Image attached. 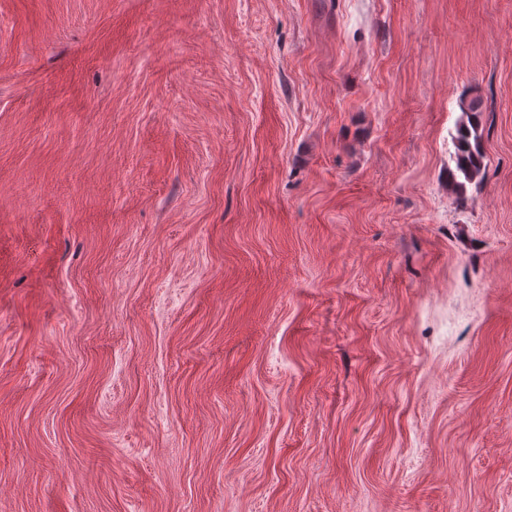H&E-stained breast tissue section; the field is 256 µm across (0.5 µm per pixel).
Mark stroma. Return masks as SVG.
I'll return each mask as SVG.
<instances>
[{
  "label": "stroma",
  "mask_w": 512,
  "mask_h": 512,
  "mask_svg": "<svg viewBox=\"0 0 512 512\" xmlns=\"http://www.w3.org/2000/svg\"><path fill=\"white\" fill-rule=\"evenodd\" d=\"M0 512H512V0H0ZM462 112L466 121L459 125L455 137V169L448 171V185L461 200L466 199L471 184L482 180L485 169L480 132L481 102L478 99H472L467 105L463 102Z\"/></svg>",
  "instance_id": "35a3bbf8"
}]
</instances>
